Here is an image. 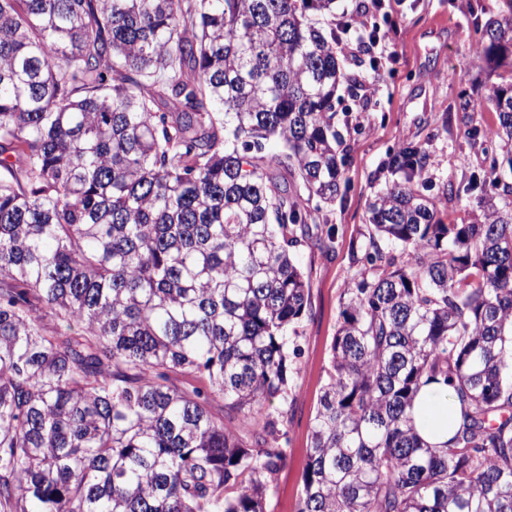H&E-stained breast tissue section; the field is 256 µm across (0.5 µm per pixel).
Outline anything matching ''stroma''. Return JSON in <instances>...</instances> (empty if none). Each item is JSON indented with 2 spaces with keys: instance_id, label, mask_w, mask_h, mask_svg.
I'll use <instances>...</instances> for the list:
<instances>
[{
  "instance_id": "stroma-1",
  "label": "stroma",
  "mask_w": 512,
  "mask_h": 512,
  "mask_svg": "<svg viewBox=\"0 0 512 512\" xmlns=\"http://www.w3.org/2000/svg\"><path fill=\"white\" fill-rule=\"evenodd\" d=\"M397 25L394 54L346 56L345 67L362 87L337 94L349 109L341 133L351 150L343 169L345 196L322 211L319 230L335 229L332 251L310 241L297 255L309 288L311 314L296 326L299 354L293 364L295 401L289 411L288 457L275 477L265 512H297L308 460L310 423L315 415L330 365L331 346L339 324L340 301L355 274L353 252L367 230L369 200L385 184L378 168L400 142L416 141L428 151L430 195L447 186L466 185L482 174L480 142L467 137L471 127L493 125V112H461V98L483 101L491 85L501 83L505 68H493L484 51V25L506 14L507 0H391Z\"/></svg>"
}]
</instances>
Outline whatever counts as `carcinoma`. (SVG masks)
<instances>
[{"mask_svg":"<svg viewBox=\"0 0 512 512\" xmlns=\"http://www.w3.org/2000/svg\"><path fill=\"white\" fill-rule=\"evenodd\" d=\"M334 17L0 0V512H265L310 306L296 256L346 192L336 88L359 81ZM485 34L512 58L511 14ZM483 106L488 179L463 191L499 203L474 223L438 218L459 190L415 188L423 144L389 154L298 512H512V81ZM431 381L462 407L442 449L406 413Z\"/></svg>","mask_w":512,"mask_h":512,"instance_id":"carcinoma-1","label":"carcinoma"}]
</instances>
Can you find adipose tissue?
I'll return each instance as SVG.
<instances>
[{
	"label": "adipose tissue",
	"instance_id": "1",
	"mask_svg": "<svg viewBox=\"0 0 512 512\" xmlns=\"http://www.w3.org/2000/svg\"><path fill=\"white\" fill-rule=\"evenodd\" d=\"M418 435L430 446L445 447L461 422V407L452 387L443 384L423 386L409 409Z\"/></svg>",
	"mask_w": 512,
	"mask_h": 512
}]
</instances>
